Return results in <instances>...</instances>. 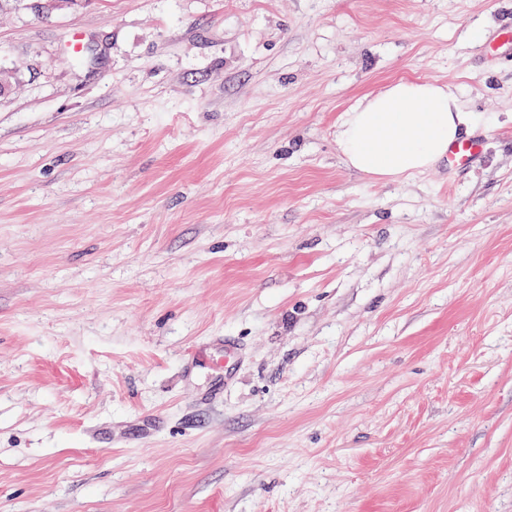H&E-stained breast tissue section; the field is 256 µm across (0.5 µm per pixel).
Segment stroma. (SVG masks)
I'll return each instance as SVG.
<instances>
[{
    "mask_svg": "<svg viewBox=\"0 0 512 512\" xmlns=\"http://www.w3.org/2000/svg\"><path fill=\"white\" fill-rule=\"evenodd\" d=\"M508 26L0 0V512H512ZM398 80L457 88L474 163L345 164Z\"/></svg>",
    "mask_w": 512,
    "mask_h": 512,
    "instance_id": "1",
    "label": "stroma"
}]
</instances>
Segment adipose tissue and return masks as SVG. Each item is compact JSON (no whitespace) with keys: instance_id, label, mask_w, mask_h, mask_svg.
Masks as SVG:
<instances>
[{"instance_id":"1","label":"adipose tissue","mask_w":512,"mask_h":512,"mask_svg":"<svg viewBox=\"0 0 512 512\" xmlns=\"http://www.w3.org/2000/svg\"><path fill=\"white\" fill-rule=\"evenodd\" d=\"M469 124L453 86L400 80L345 114L337 144L348 167L395 181L432 168Z\"/></svg>"}]
</instances>
